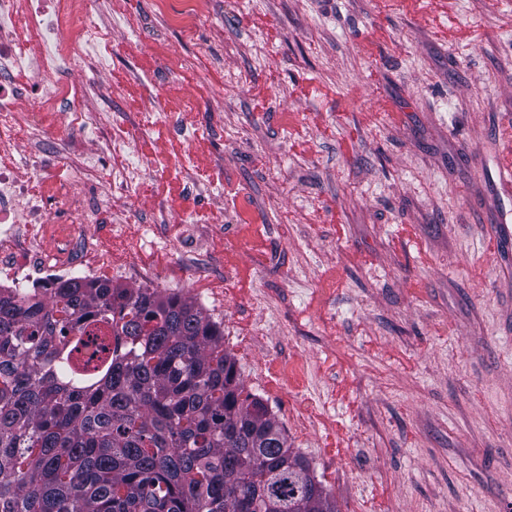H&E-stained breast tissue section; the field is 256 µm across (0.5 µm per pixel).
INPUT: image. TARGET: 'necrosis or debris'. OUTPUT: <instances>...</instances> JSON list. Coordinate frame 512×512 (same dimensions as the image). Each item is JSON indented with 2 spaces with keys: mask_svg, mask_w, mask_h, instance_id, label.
<instances>
[{
  "mask_svg": "<svg viewBox=\"0 0 512 512\" xmlns=\"http://www.w3.org/2000/svg\"><path fill=\"white\" fill-rule=\"evenodd\" d=\"M92 0H0V288H55L79 273L87 280H108L122 273L135 286L150 284L156 273L114 254L108 240L84 232L87 224H111L112 190H97V204L63 185L34 191L43 160L42 147L54 135L52 117L65 114L70 130L62 140L67 165L90 175L112 150V109L88 108L90 83L74 82V66L95 75L107 70L106 57L92 48L105 29L91 15ZM24 32L35 52L29 57L26 86L11 77L18 59L15 35ZM90 127L102 133L95 152L76 139ZM24 150L28 179H21L11 156Z\"/></svg>",
  "mask_w": 512,
  "mask_h": 512,
  "instance_id": "obj_1",
  "label": "necrosis or debris"
}]
</instances>
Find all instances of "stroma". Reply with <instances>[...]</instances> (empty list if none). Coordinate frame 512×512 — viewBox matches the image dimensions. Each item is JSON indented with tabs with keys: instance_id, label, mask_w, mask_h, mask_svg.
Masks as SVG:
<instances>
[{
	"instance_id": "1",
	"label": "stroma",
	"mask_w": 512,
	"mask_h": 512,
	"mask_svg": "<svg viewBox=\"0 0 512 512\" xmlns=\"http://www.w3.org/2000/svg\"><path fill=\"white\" fill-rule=\"evenodd\" d=\"M112 0L131 258L224 328L340 512H512V0ZM181 120H172V113ZM209 230L204 227H194L191 233L189 244L183 250V261L185 265H191L200 258L207 256V240Z\"/></svg>"
}]
</instances>
